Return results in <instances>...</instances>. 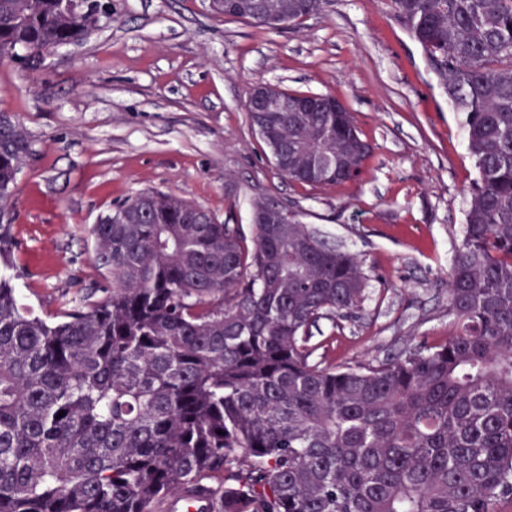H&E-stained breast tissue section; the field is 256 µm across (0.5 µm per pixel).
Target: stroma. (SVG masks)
I'll list each match as a JSON object with an SVG mask.
<instances>
[{"label": "stroma", "mask_w": 512, "mask_h": 512, "mask_svg": "<svg viewBox=\"0 0 512 512\" xmlns=\"http://www.w3.org/2000/svg\"><path fill=\"white\" fill-rule=\"evenodd\" d=\"M331 94L373 153L359 180H288L248 123L257 84ZM0 111L31 154L17 178L11 255L18 301L55 320L106 300L112 281L90 233L154 189L251 233V201L288 202L303 223L357 254L371 278L362 310L327 344L336 365L435 345L454 332L446 282L476 172L459 117L390 0H322L301 27L224 19L212 0H112V18L33 70L0 65Z\"/></svg>", "instance_id": "35a3bbf8"}]
</instances>
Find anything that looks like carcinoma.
<instances>
[{
    "mask_svg": "<svg viewBox=\"0 0 512 512\" xmlns=\"http://www.w3.org/2000/svg\"><path fill=\"white\" fill-rule=\"evenodd\" d=\"M0 0V63L33 68L110 17L94 0ZM275 30L320 0H240ZM458 113L478 177L448 273L454 334L383 360L315 357L321 321L363 309L357 255L296 215L253 237L141 191L93 226L109 298L48 322L0 277V512H498L512 500V0H391ZM247 110L276 170L360 178L371 144L328 96L263 85ZM309 101L259 131L266 100ZM30 153L0 112V259ZM64 416L57 417L59 412ZM223 434H218V431Z\"/></svg>",
    "mask_w": 512,
    "mask_h": 512,
    "instance_id": "carcinoma-1",
    "label": "carcinoma"
}]
</instances>
